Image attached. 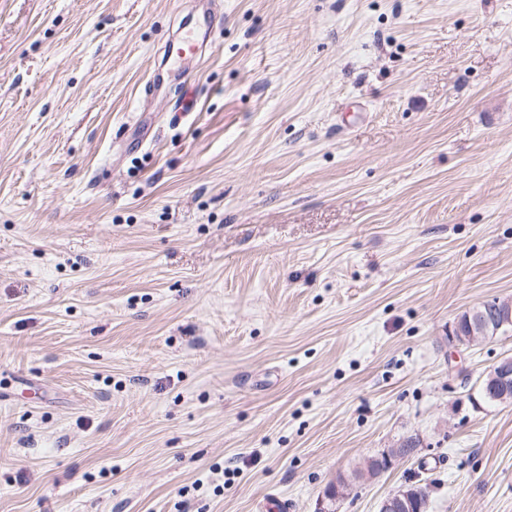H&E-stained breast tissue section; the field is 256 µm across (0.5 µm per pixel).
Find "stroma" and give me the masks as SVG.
Listing matches in <instances>:
<instances>
[{
	"label": "stroma",
	"instance_id": "35a3bbf8",
	"mask_svg": "<svg viewBox=\"0 0 512 512\" xmlns=\"http://www.w3.org/2000/svg\"><path fill=\"white\" fill-rule=\"evenodd\" d=\"M494 297L512 0H0V512H512ZM200 50L201 46L196 39L195 31L189 28L183 32L177 43H166L164 64L167 65L170 63L169 68H171V66L175 68L177 63H181L183 59L197 55ZM487 303H489V300H486L472 310L463 313L456 322V325L453 329V335L465 336L470 332L471 327H477L481 323L483 315L487 313V308L485 306ZM454 336L453 341L457 342ZM491 337L493 336H489L487 328L480 327L477 330L472 329L470 334L463 337V342L460 343L472 344L474 342L483 341ZM487 375L488 378L485 376L480 386V390L484 399L490 403L499 404L497 401L492 399L493 394L497 393V388L490 384V380L492 382L498 383L500 388L504 390L501 396L497 398V400L501 404H511L512 395H509L508 388L512 384V357H501L493 366V368L487 373ZM412 487L402 486L386 496L379 507V512H407L412 502Z\"/></svg>",
	"mask_w": 512,
	"mask_h": 512
}]
</instances>
